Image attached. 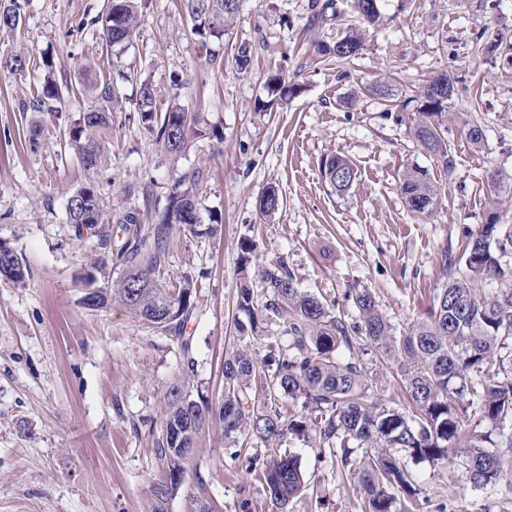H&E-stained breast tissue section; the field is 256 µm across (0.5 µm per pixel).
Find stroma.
<instances>
[{"label": "stroma", "mask_w": 512, "mask_h": 512, "mask_svg": "<svg viewBox=\"0 0 512 512\" xmlns=\"http://www.w3.org/2000/svg\"><path fill=\"white\" fill-rule=\"evenodd\" d=\"M311 0H240L224 37L223 65L211 64L185 36L179 0H144L139 27L125 47L103 43L93 20L104 0H27L26 22L0 30V55L24 52L32 64L0 70V244L22 253L27 286L0 283V512H152L151 486L164 477L155 451L167 387L184 373L168 334L124 310L90 309L79 277L96 254V239L76 236L66 201L94 182L112 211L137 209L152 186L164 213L173 175L201 169L197 211L205 236L175 225L171 276L190 275L199 289L186 333L193 338L191 380L207 394L224 385L226 350L237 346L236 285L242 238L256 242L254 263L285 258L302 288L343 299L364 288L376 297L395 333L424 317L446 281L442 249L461 253L465 229L497 208L512 224V189L491 197L488 179L512 178V50L490 60L475 54L479 36L512 43V0H380L381 22L355 59L318 61L314 44L336 41L357 18L351 0L313 20ZM253 48L238 72L240 43ZM135 70L136 82L122 79ZM453 70L462 81L448 120L454 177L438 168L413 137L414 104L432 75ZM57 81L108 78L122 98L112 114V151L94 171L82 168L67 125L45 122L30 141L19 110L46 71ZM281 73L298 85L288 102L267 88ZM388 80L391 101L365 86ZM156 90L159 110L176 101L200 113L207 128L173 156L144 136L136 111L137 81ZM485 125L474 149L467 115ZM340 154L356 168L351 189L337 193L322 171ZM428 169L440 194L426 214L412 212L399 190L408 168ZM275 185L283 210L262 218L256 198ZM305 479L326 498L293 499L288 512H360L352 480L342 479L327 450L291 440ZM426 512H512V495L475 490L463 469L417 466ZM273 512L261 484L224 457L219 424H211L166 512Z\"/></svg>", "instance_id": "1"}]
</instances>
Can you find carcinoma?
Returning <instances> with one entry per match:
<instances>
[{
	"label": "carcinoma",
	"mask_w": 512,
	"mask_h": 512,
	"mask_svg": "<svg viewBox=\"0 0 512 512\" xmlns=\"http://www.w3.org/2000/svg\"><path fill=\"white\" fill-rule=\"evenodd\" d=\"M239 0H181L189 33L202 45L222 41L234 27ZM142 0H107L106 10L94 23L101 24L103 41L113 48L129 43L137 30ZM363 27L348 31L333 44H320L321 58L347 60L365 47L366 29L380 19L379 0H352ZM25 20L22 0L0 3V29L12 31ZM252 46L241 43L232 60L240 71L251 62ZM25 55L0 57V69L19 74L28 68ZM459 78L451 70L426 81L418 106L413 136L420 147L453 177L456 160L445 132L449 104L458 92ZM271 93L290 97L296 88L274 74L268 79ZM98 105L82 112L69 124V140L83 167L97 168L112 143L110 120L116 103L110 83L96 85ZM77 99L82 89L60 85L53 72L21 104L32 116L62 118L63 95ZM136 105L142 129L169 154L184 152L190 141L205 135L202 118L173 103L158 111L151 83H139ZM466 136L478 148L485 144L484 127L471 115L464 123ZM324 174L339 193L352 186L357 172L350 160L333 155L325 160ZM198 170L177 175L167 196L162 220L138 222L136 212L112 214L99 188L88 182L67 199L66 214L76 235L87 232L100 250L94 268L111 264L119 279L110 288H94L95 276L84 283L93 308L118 305L145 324L174 335L186 367L194 370L192 337L186 326L195 311L194 280L166 274L173 226L182 224L200 234L196 189ZM400 189L411 211L427 213L437 201L438 190L428 170L415 166L403 173ZM122 225L127 239L112 244V224ZM460 255L441 253L447 278L437 289L426 316L395 335L375 296L366 289L353 290L349 315L336 310V301L299 288L283 258L250 274L248 264L256 242L245 237L239 243L241 281L236 310L247 321L236 320L238 340L257 339L269 323L280 326L279 335L266 344L258 357L248 349L224 355V387L211 399L187 379L173 382L166 392V411L156 451L163 461L166 479L152 485L153 512L165 505L182 484L190 455L209 422L223 427L225 450L234 463L245 464L265 489L272 505L284 510L306 490L298 455L287 448L291 437H308L329 451L336 465L357 476L361 512H421L428 500L420 498L410 465L454 464L462 467L471 486H502L512 490V224L500 223L490 213L486 223L468 233ZM17 270L8 277L14 284L30 278L29 268L7 246L0 245V263ZM497 283L487 294L475 283ZM372 352L383 359L403 362L402 384L413 407L401 412L381 403L383 373L371 374L361 357ZM488 423L498 431L479 430ZM258 440L267 451L266 462L257 466L258 455L249 453Z\"/></svg>",
	"instance_id": "carcinoma-1"
}]
</instances>
